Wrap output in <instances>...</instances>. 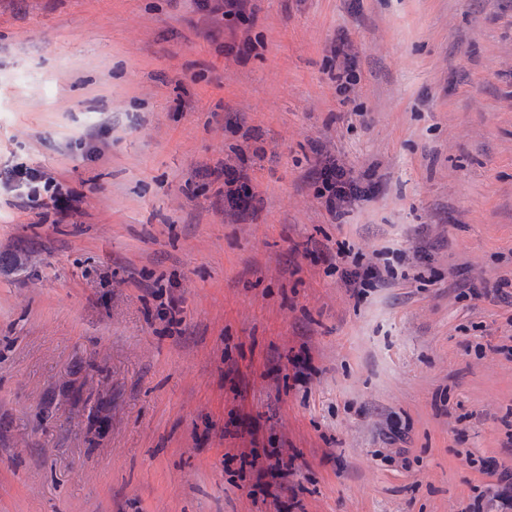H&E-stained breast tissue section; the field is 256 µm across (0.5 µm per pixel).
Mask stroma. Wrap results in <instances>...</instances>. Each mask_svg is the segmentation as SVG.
I'll list each match as a JSON object with an SVG mask.
<instances>
[{
  "mask_svg": "<svg viewBox=\"0 0 512 512\" xmlns=\"http://www.w3.org/2000/svg\"><path fill=\"white\" fill-rule=\"evenodd\" d=\"M258 6L240 60L192 0H0V167L80 199L66 224L0 204V250L27 256L0 273V512H275L278 458L306 512H462L512 462V308L448 286L512 270V0ZM317 145L376 186L345 223L305 180ZM223 162L254 168L255 219L217 204ZM421 228L404 287L340 286L330 257L378 264ZM345 45L346 39L341 35L331 47V53L336 61V82H339V85L343 87L351 81L355 69L354 60L348 54ZM284 466L286 470H284ZM292 474L289 464H283V462L278 458L276 459L274 464H270L266 469L263 470V473L260 474L259 480L257 483V487L261 488V492H268V488L273 485V481L277 483V479L287 478L288 477V493H290V497L288 498V502H278V510L277 512H292V509L298 508L303 509V505L300 501H297L295 493L292 491V488L289 487V476ZM269 477L272 482L266 481L261 482V479Z\"/></svg>",
  "mask_w": 512,
  "mask_h": 512,
  "instance_id": "stroma-1",
  "label": "stroma"
}]
</instances>
